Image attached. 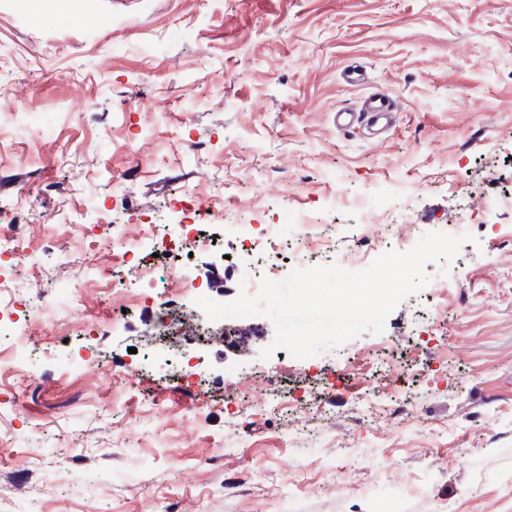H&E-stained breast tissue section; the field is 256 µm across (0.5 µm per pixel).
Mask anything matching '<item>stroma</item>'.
<instances>
[{"label":"stroma","instance_id":"35a3bbf8","mask_svg":"<svg viewBox=\"0 0 512 512\" xmlns=\"http://www.w3.org/2000/svg\"><path fill=\"white\" fill-rule=\"evenodd\" d=\"M92 3L86 22L68 0H0V205L25 197L28 224V260L5 273L27 307L74 311L36 324L32 381L0 376V512H512V214L493 204L512 186V0ZM374 92L394 103L389 130L337 128L336 110ZM48 180L84 191L63 200ZM182 190L223 197L236 219L223 256L190 259L220 303L240 291L238 219L291 237L344 191L405 225L406 248L429 232L474 240L427 264L382 334L263 360L274 328L248 316L219 356L206 325L167 330L194 296L130 304L114 329L127 267L77 288L60 254L80 240L86 267H113L94 243L117 224L141 243L133 264L179 266L139 219L177 233ZM197 354L201 379L176 383ZM248 371L283 374V413L228 405ZM384 401L409 423H382ZM246 472L250 493H225Z\"/></svg>","mask_w":512,"mask_h":512}]
</instances>
